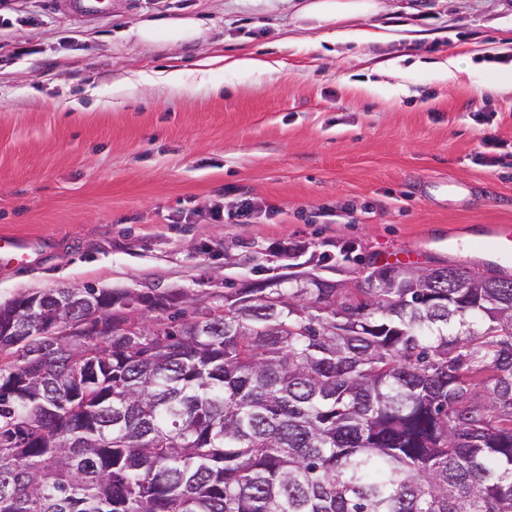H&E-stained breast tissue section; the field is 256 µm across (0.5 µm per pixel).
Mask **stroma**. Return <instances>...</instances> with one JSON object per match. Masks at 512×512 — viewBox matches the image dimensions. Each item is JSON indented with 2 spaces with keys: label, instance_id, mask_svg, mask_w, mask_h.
I'll use <instances>...</instances> for the list:
<instances>
[{
  "label": "stroma",
  "instance_id": "35a3bbf8",
  "mask_svg": "<svg viewBox=\"0 0 512 512\" xmlns=\"http://www.w3.org/2000/svg\"><path fill=\"white\" fill-rule=\"evenodd\" d=\"M309 0H0V234L39 243L0 265V302L58 288L221 290L283 249L346 242L393 263L512 270V0H377L324 22ZM190 21L187 40L136 29ZM346 29L374 33L339 41ZM253 53L268 70L215 71ZM455 59L457 80L433 78ZM186 72L183 88L135 73ZM492 139L504 165L478 154ZM248 223L209 209L243 199Z\"/></svg>",
  "mask_w": 512,
  "mask_h": 512
}]
</instances>
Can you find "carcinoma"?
I'll return each mask as SVG.
<instances>
[{
	"label": "carcinoma",
	"mask_w": 512,
	"mask_h": 512,
	"mask_svg": "<svg viewBox=\"0 0 512 512\" xmlns=\"http://www.w3.org/2000/svg\"><path fill=\"white\" fill-rule=\"evenodd\" d=\"M346 245L263 288L0 303V512H512V275Z\"/></svg>",
	"instance_id": "1"
}]
</instances>
